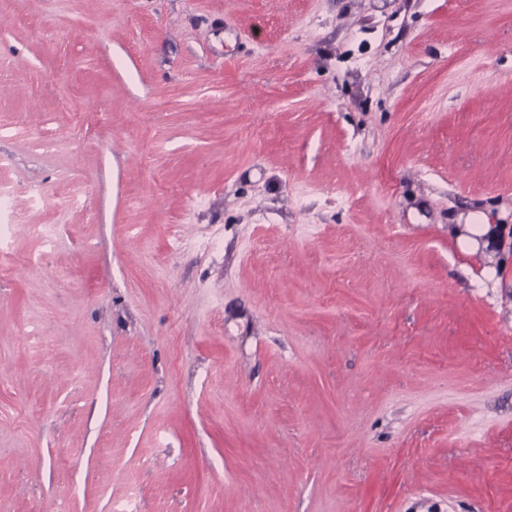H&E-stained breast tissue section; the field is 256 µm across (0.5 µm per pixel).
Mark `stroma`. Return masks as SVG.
Instances as JSON below:
<instances>
[{
    "label": "stroma",
    "instance_id": "obj_1",
    "mask_svg": "<svg viewBox=\"0 0 512 512\" xmlns=\"http://www.w3.org/2000/svg\"><path fill=\"white\" fill-rule=\"evenodd\" d=\"M0 123V512H512V0H12Z\"/></svg>",
    "mask_w": 512,
    "mask_h": 512
}]
</instances>
